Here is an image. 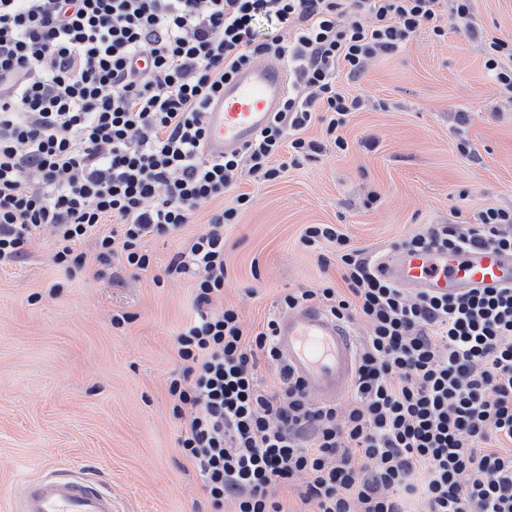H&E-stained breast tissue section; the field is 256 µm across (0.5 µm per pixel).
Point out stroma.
<instances>
[{
  "mask_svg": "<svg viewBox=\"0 0 512 512\" xmlns=\"http://www.w3.org/2000/svg\"><path fill=\"white\" fill-rule=\"evenodd\" d=\"M472 11L512 38V0H472ZM445 29L373 59L347 84L367 106L341 130L346 150L328 147L272 183L239 184L253 202L224 228V302L248 329L278 314L288 291L338 282L300 244L305 225H338L378 257L425 225L512 209V95L476 43ZM462 142L475 157L459 152ZM209 217L200 211L180 232L148 239L154 263L139 274L93 264L68 274L47 237L26 263L0 269V512L18 479L49 465L97 474L115 512H235L230 498L212 507L182 456L167 393L180 369L176 336L195 314L191 280L154 282ZM118 311L132 316L120 328Z\"/></svg>",
  "mask_w": 512,
  "mask_h": 512,
  "instance_id": "stroma-1",
  "label": "stroma"
}]
</instances>
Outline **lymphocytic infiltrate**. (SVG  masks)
Returning <instances> with one entry per match:
<instances>
[{
	"mask_svg": "<svg viewBox=\"0 0 512 512\" xmlns=\"http://www.w3.org/2000/svg\"><path fill=\"white\" fill-rule=\"evenodd\" d=\"M472 0H0V267L24 262L51 236L52 261L149 271L144 242L180 231L234 191L206 228L171 258L190 275L196 313L179 331L183 363L167 392L181 420L178 445L213 505L285 512L298 493L312 512H512V287L458 297L414 296L383 278L345 233L309 224L301 244L336 264L325 282L282 305L362 319L351 396L317 404L280 372L275 318L247 330L224 294V227L252 202L243 177L264 183L333 143L364 101L340 78L444 21L478 41L484 66L512 91V40L473 18ZM275 34H260V20ZM261 55L288 65L291 87L242 153L204 151L206 109L241 66ZM151 61L134 68L135 58ZM323 141L305 138L312 123ZM95 240L87 258L79 245ZM512 251V210L488 207L473 225L430 224L404 249Z\"/></svg>",
	"mask_w": 512,
	"mask_h": 512,
	"instance_id": "obj_1",
	"label": "lymphocytic infiltrate"
}]
</instances>
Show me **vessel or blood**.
<instances>
[{
	"label": "vessel or blood",
	"mask_w": 512,
	"mask_h": 512,
	"mask_svg": "<svg viewBox=\"0 0 512 512\" xmlns=\"http://www.w3.org/2000/svg\"><path fill=\"white\" fill-rule=\"evenodd\" d=\"M290 85L287 64L260 56L225 82L206 114V150L220 156L241 152L278 110ZM381 274L411 294L458 296L476 288L512 285V251L472 246L395 249L379 259ZM276 348L291 374L319 400L336 402L350 390L357 341L352 329L321 307L303 305L277 317ZM12 512H114L112 492L86 473L50 466L25 481Z\"/></svg>",
	"instance_id": "obj_1"
}]
</instances>
